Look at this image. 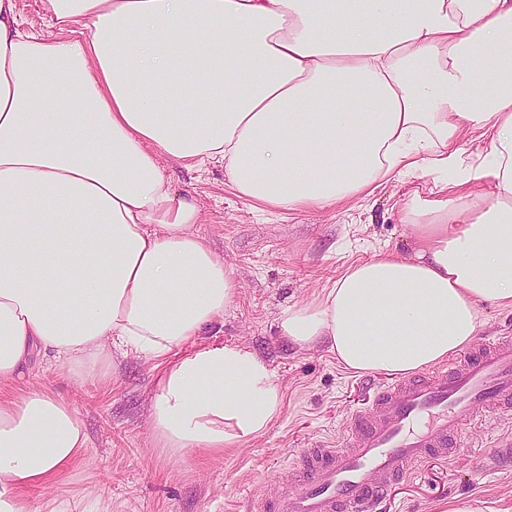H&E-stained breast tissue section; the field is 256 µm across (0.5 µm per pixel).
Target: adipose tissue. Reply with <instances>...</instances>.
I'll list each match as a JSON object with an SVG mask.
<instances>
[{
    "instance_id": "ef3b65f1",
    "label": "adipose tissue",
    "mask_w": 512,
    "mask_h": 512,
    "mask_svg": "<svg viewBox=\"0 0 512 512\" xmlns=\"http://www.w3.org/2000/svg\"><path fill=\"white\" fill-rule=\"evenodd\" d=\"M0 0V512L85 457L73 406L26 384L31 357L111 382L153 360L148 420L171 459L264 434L283 389L252 349L203 344L236 283L161 157L224 164L261 211L328 208L436 173L405 213L417 248L349 267L281 310L288 344L343 370L407 375L512 306V0ZM481 84L480 104L468 90ZM483 130L479 158L458 145ZM15 4L23 29L50 31L49 18L43 10L41 0H15Z\"/></svg>"
}]
</instances>
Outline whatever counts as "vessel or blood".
<instances>
[{
    "instance_id": "obj_1",
    "label": "vessel or blood",
    "mask_w": 512,
    "mask_h": 512,
    "mask_svg": "<svg viewBox=\"0 0 512 512\" xmlns=\"http://www.w3.org/2000/svg\"><path fill=\"white\" fill-rule=\"evenodd\" d=\"M512 409V336L488 337L448 364L368 387L339 445L315 443L289 464L259 512H379L416 464L448 460L471 426ZM512 470V441L484 455Z\"/></svg>"
}]
</instances>
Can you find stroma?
Instances as JSON below:
<instances>
[{"instance_id":"1","label":"stroma","mask_w":512,"mask_h":512,"mask_svg":"<svg viewBox=\"0 0 512 512\" xmlns=\"http://www.w3.org/2000/svg\"><path fill=\"white\" fill-rule=\"evenodd\" d=\"M162 171L178 196L201 212L198 229L237 285L224 321L207 342L250 347L270 365L284 392L283 411L264 434L222 455L188 454L173 461L154 448L148 424L153 363L120 359L111 383L79 385L57 378L33 360L29 384L68 399L89 441L82 460L60 475L37 501L55 498L68 512H88L84 496L95 483L111 512H256L272 497L283 468L317 441H340L352 413L364 407L367 383L382 373L341 369L326 347L284 343L276 319L283 308L310 300L350 266L389 251L409 257L414 237L405 221L410 200L436 199L434 176L418 171L387 182L369 199L292 213L256 210L224 175L222 164L188 168L163 159ZM512 434V411L471 428L448 460L418 465L389 493L387 512H512V475L481 471L479 457L499 436Z\"/></svg>"}]
</instances>
